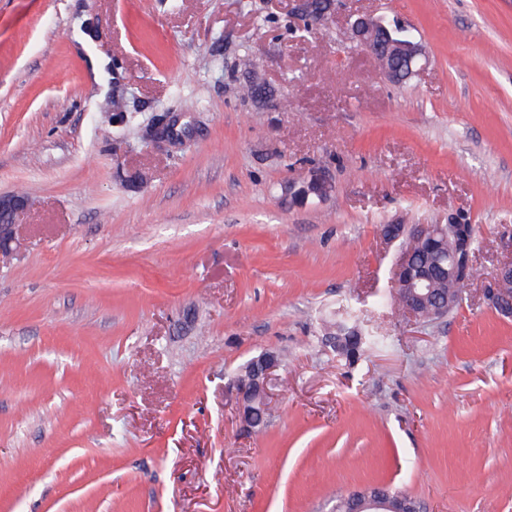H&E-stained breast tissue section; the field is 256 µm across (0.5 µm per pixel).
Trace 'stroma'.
Listing matches in <instances>:
<instances>
[{"label": "stroma", "instance_id": "obj_1", "mask_svg": "<svg viewBox=\"0 0 512 512\" xmlns=\"http://www.w3.org/2000/svg\"><path fill=\"white\" fill-rule=\"evenodd\" d=\"M357 13L412 31L415 74H382ZM313 175L327 195L294 199ZM0 193L29 201L0 259V512H336L370 486L512 512V317L484 296L512 259V0H341L313 28L286 0H0ZM451 221L479 241L461 304L380 306L381 225ZM346 306L387 341L352 365L322 342ZM266 352L249 432L235 381ZM74 39L78 45L88 54V72L90 75H92L93 79L97 82H100L104 78H110L106 72V67L109 64V60L104 54L93 49L91 37L80 28H78L75 32Z\"/></svg>", "mask_w": 512, "mask_h": 512}]
</instances>
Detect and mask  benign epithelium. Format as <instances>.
<instances>
[{"mask_svg": "<svg viewBox=\"0 0 512 512\" xmlns=\"http://www.w3.org/2000/svg\"><path fill=\"white\" fill-rule=\"evenodd\" d=\"M293 13L310 24L324 23L336 11L341 0H330L327 9L317 7L315 0H292ZM355 41L371 54L389 55L382 64L386 77L400 80L398 63L413 66L423 48L411 32L401 29L402 37L393 38L382 19L358 14L350 22ZM27 199L15 194H0V255L12 256L20 248L15 216L24 209ZM475 235L472 224H391L382 231L388 243L401 241V248L393 273L396 288L407 291L404 302L409 317L422 321V304L432 291V283L442 272L454 282L467 286L474 279V255L471 242ZM489 304L503 316L512 314V297L495 287L485 290ZM280 365L279 356L266 352L252 360L253 374L247 381L238 382L239 416L248 428L262 425L256 417V406L267 408L269 381ZM420 505L410 498L392 497L382 489H364L350 496V512H419Z\"/></svg>", "mask_w": 512, "mask_h": 512, "instance_id": "1", "label": "benign epithelium"}]
</instances>
